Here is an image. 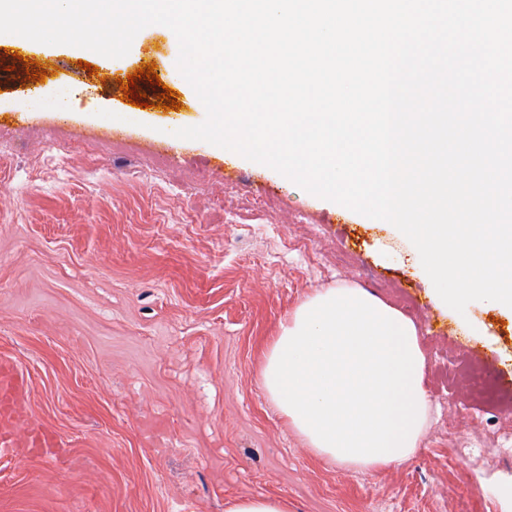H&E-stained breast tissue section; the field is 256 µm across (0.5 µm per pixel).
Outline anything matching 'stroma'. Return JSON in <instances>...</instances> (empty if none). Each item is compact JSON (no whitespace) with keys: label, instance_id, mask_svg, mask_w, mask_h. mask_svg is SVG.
<instances>
[{"label":"stroma","instance_id":"35a3bbf8","mask_svg":"<svg viewBox=\"0 0 512 512\" xmlns=\"http://www.w3.org/2000/svg\"><path fill=\"white\" fill-rule=\"evenodd\" d=\"M20 51L44 82L24 76ZM178 56L158 24L117 59L0 34V140L25 143L0 156V357L59 439L0 454V512H226L261 495L289 512H512V463L494 443L512 432V310L456 312L393 225L175 137L206 118ZM151 62L161 81L138 78L147 105L131 106L112 81ZM166 86L180 110L155 109ZM252 197L274 205L248 210ZM344 282L419 331L433 419L397 467L315 456L260 383L280 321ZM475 366L505 380L495 412L469 395ZM460 433L483 442L479 460L455 455Z\"/></svg>","mask_w":512,"mask_h":512}]
</instances>
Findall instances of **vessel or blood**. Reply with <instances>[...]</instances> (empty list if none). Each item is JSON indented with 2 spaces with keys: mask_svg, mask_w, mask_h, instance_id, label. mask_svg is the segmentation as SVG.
I'll use <instances>...</instances> for the list:
<instances>
[{
  "mask_svg": "<svg viewBox=\"0 0 512 512\" xmlns=\"http://www.w3.org/2000/svg\"><path fill=\"white\" fill-rule=\"evenodd\" d=\"M25 379L16 362L0 359V450L13 452L57 445L55 434L29 425L24 407Z\"/></svg>",
  "mask_w": 512,
  "mask_h": 512,
  "instance_id": "1",
  "label": "vessel or blood"
}]
</instances>
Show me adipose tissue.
<instances>
[{
    "mask_svg": "<svg viewBox=\"0 0 512 512\" xmlns=\"http://www.w3.org/2000/svg\"><path fill=\"white\" fill-rule=\"evenodd\" d=\"M260 379L307 448L349 469L408 461L429 419L414 322L353 284L317 290L280 322Z\"/></svg>",
    "mask_w": 512,
    "mask_h": 512,
    "instance_id": "1",
    "label": "adipose tissue"
}]
</instances>
